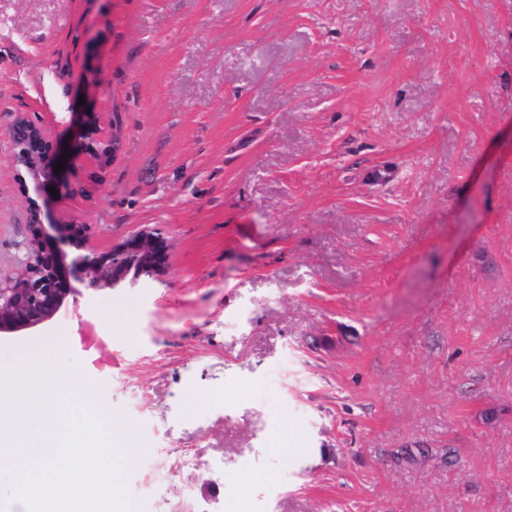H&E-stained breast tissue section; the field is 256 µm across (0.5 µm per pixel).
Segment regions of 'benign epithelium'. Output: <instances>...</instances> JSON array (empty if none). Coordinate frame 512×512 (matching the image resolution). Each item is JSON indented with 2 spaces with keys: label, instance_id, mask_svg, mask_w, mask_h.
<instances>
[{
  "label": "benign epithelium",
  "instance_id": "1",
  "mask_svg": "<svg viewBox=\"0 0 512 512\" xmlns=\"http://www.w3.org/2000/svg\"><path fill=\"white\" fill-rule=\"evenodd\" d=\"M98 133V126H87L73 155L93 154ZM8 136L9 165L24 197L27 236L20 271L0 277V337L36 333L81 287L92 299L128 277L136 283L166 273L171 244L156 226L144 224L130 237L99 250L90 243L92 225L56 217L48 187L63 184L62 172L54 167L64 149L51 127L20 113ZM66 247L76 251L68 268Z\"/></svg>",
  "mask_w": 512,
  "mask_h": 512
}]
</instances>
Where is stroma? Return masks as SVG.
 <instances>
[{"mask_svg":"<svg viewBox=\"0 0 512 512\" xmlns=\"http://www.w3.org/2000/svg\"><path fill=\"white\" fill-rule=\"evenodd\" d=\"M20 112L100 125L53 201L94 247L171 242L0 338L131 429L137 512H512V0H0L5 275Z\"/></svg>","mask_w":512,"mask_h":512,"instance_id":"obj_1","label":"stroma"}]
</instances>
